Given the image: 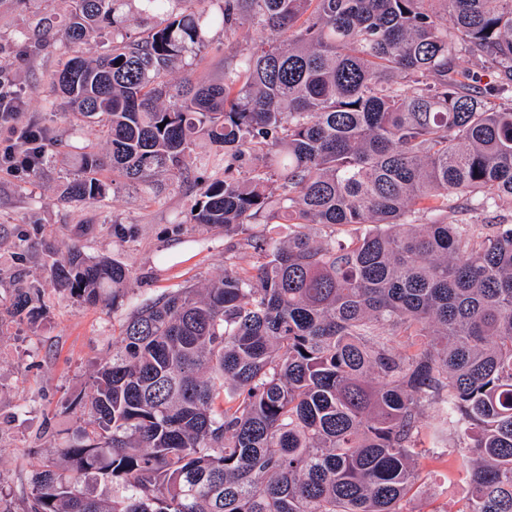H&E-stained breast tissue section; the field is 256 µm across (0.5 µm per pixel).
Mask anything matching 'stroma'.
<instances>
[{"mask_svg": "<svg viewBox=\"0 0 512 512\" xmlns=\"http://www.w3.org/2000/svg\"><path fill=\"white\" fill-rule=\"evenodd\" d=\"M73 14V0H0V60L12 91L26 99L13 124L0 126V141L32 123L51 134V147L35 169L15 174L0 168V301L8 300L17 274L43 286L48 259L36 246L43 237L79 241L86 254L119 260L132 276L116 302L89 306L70 294L51 292L46 313L36 323L9 316L0 320V489L15 497L33 465L71 431L74 420L65 402L87 392L95 364L111 356L123 321L138 303L205 284L228 268H256L255 258L240 248L239 236L186 221L198 195V177L215 168L204 140H196L183 175L166 173L146 184L117 178L107 182L102 201H60L61 185L78 174L81 152L89 147L105 151L106 138L69 114L52 86L53 72L73 55L97 57L113 40L143 39L165 21L145 12L141 0H123L114 24L94 41L68 48L39 40L40 19L61 26ZM223 75L224 32L215 26L205 48L186 52L168 79L188 76L213 83ZM461 463L458 451L440 460L421 459L409 512H459L466 495Z\"/></svg>", "mask_w": 512, "mask_h": 512, "instance_id": "stroma-1", "label": "stroma"}]
</instances>
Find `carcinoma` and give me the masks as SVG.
Here are the masks:
<instances>
[{
    "label": "carcinoma",
    "mask_w": 512,
    "mask_h": 512,
    "mask_svg": "<svg viewBox=\"0 0 512 512\" xmlns=\"http://www.w3.org/2000/svg\"><path fill=\"white\" fill-rule=\"evenodd\" d=\"M74 2L45 38L88 43L123 0ZM210 2L52 75L107 144L60 196L179 171L205 139L224 177L190 223L243 234L257 273L126 319L24 512H407L421 438L440 459L450 435L471 454L460 512H512V224L493 216L512 202V0ZM214 26L262 38L225 46L219 82L159 81ZM460 54L503 78L472 86ZM282 220L284 239L247 233ZM42 248L65 250L48 285L85 304L130 278ZM43 296L19 276L10 308L34 320Z\"/></svg>",
    "instance_id": "carcinoma-1"
}]
</instances>
